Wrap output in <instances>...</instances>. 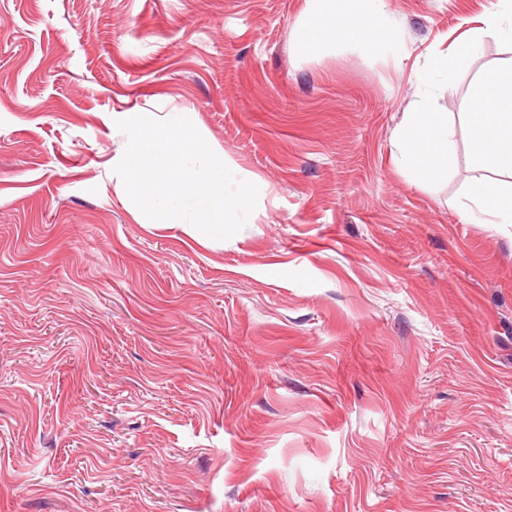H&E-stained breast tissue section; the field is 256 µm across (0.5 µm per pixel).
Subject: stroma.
Wrapping results in <instances>:
<instances>
[{"label": "stroma", "mask_w": 512, "mask_h": 512, "mask_svg": "<svg viewBox=\"0 0 512 512\" xmlns=\"http://www.w3.org/2000/svg\"><path fill=\"white\" fill-rule=\"evenodd\" d=\"M490 0H386L406 60L305 0H0V512H512V227L464 222L484 40L435 91L448 178L409 184L413 60ZM122 112H193L247 224H150Z\"/></svg>", "instance_id": "stroma-1"}]
</instances>
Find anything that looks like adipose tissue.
<instances>
[{
	"instance_id": "ef3b65f1",
	"label": "adipose tissue",
	"mask_w": 512,
	"mask_h": 512,
	"mask_svg": "<svg viewBox=\"0 0 512 512\" xmlns=\"http://www.w3.org/2000/svg\"><path fill=\"white\" fill-rule=\"evenodd\" d=\"M298 39L315 49L343 37L371 50L397 51L398 36L384 0H306ZM512 43V0H497L481 19L478 37L459 42L453 53H434L415 66L416 99L396 130L395 161L411 183L433 184L448 176L452 132L434 91L454 77V64L476 56L483 39ZM469 163L479 177L461 205L473 224L512 226V57L479 78L469 114Z\"/></svg>"
}]
</instances>
